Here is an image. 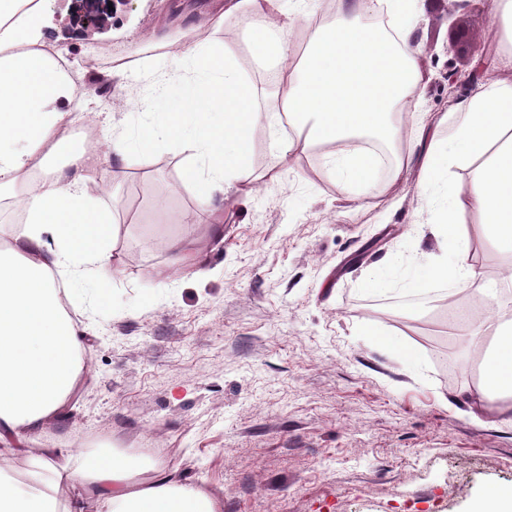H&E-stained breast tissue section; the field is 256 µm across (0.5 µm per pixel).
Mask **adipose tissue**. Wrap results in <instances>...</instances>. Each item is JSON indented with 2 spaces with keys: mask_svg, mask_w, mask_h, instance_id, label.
Wrapping results in <instances>:
<instances>
[{
  "mask_svg": "<svg viewBox=\"0 0 512 512\" xmlns=\"http://www.w3.org/2000/svg\"><path fill=\"white\" fill-rule=\"evenodd\" d=\"M419 0H336L332 18H319L306 0H212L209 10L164 34L176 53L157 63L155 85H182L159 122L134 134L112 131L97 146L66 135L75 118L65 105L75 90L45 38L46 0H0V205H20L18 225L0 245V443L15 430L40 431L65 405L83 374L76 325L60 305L61 284L94 277L95 304L107 298L114 236L109 189L96 185L101 153L137 163L164 141L190 146L183 170L195 190L193 221L210 223L226 189L259 181L252 163L258 129L289 124L279 161L317 154L326 173L349 197L373 186L386 197L412 162L423 191L447 188L428 225L442 255L428 277L469 292L485 307L468 329L483 348L480 383L469 396L472 417L512 423V306L470 260L471 213L482 235L510 255L503 279L512 282V79L482 81L458 96L449 115L423 116L425 81L414 31ZM236 17L243 47L200 37L202 27ZM307 36L297 51L294 33ZM274 69L266 89L246 79L241 54ZM394 145L386 176L379 156L361 139ZM468 178L448 184L453 169ZM29 482L0 470V512H59L51 479L69 470L71 455L54 448L31 454ZM86 491L66 512H222L218 495L181 485L154 463L108 448L82 455Z\"/></svg>",
  "mask_w": 512,
  "mask_h": 512,
  "instance_id": "1",
  "label": "adipose tissue"
}]
</instances>
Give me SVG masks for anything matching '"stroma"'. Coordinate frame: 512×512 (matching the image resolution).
I'll return each mask as SVG.
<instances>
[{"label": "stroma", "mask_w": 512, "mask_h": 512, "mask_svg": "<svg viewBox=\"0 0 512 512\" xmlns=\"http://www.w3.org/2000/svg\"><path fill=\"white\" fill-rule=\"evenodd\" d=\"M208 3L132 0L83 37L76 0H47V36L83 92L73 106L92 109L99 135L165 111L177 90L151 87L154 36ZM488 3L421 0L428 121L451 109L448 73L461 82L497 58ZM279 139L257 133L253 164L276 181L225 194L216 232L190 221L176 146L130 168L103 160L117 201L111 299L90 318L82 296L68 301L87 369L46 430L13 437L0 458L12 477L27 480L28 448L105 444L219 493L223 512H470L486 487H512V425L468 413L481 354L462 316L437 302L444 285L410 287L440 251L420 229L417 170L391 201L362 206L315 156L281 165ZM171 239L200 244L194 268L177 267Z\"/></svg>", "instance_id": "1"}]
</instances>
